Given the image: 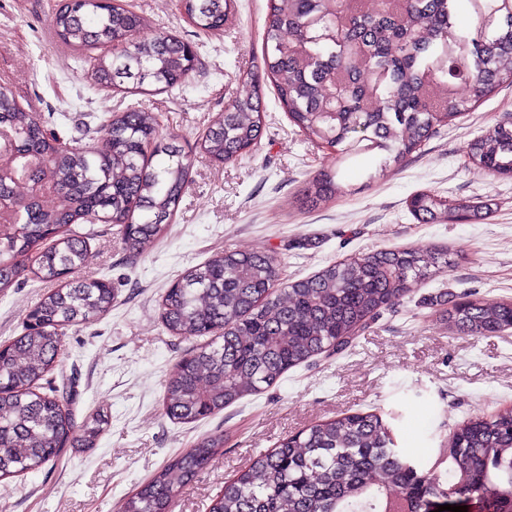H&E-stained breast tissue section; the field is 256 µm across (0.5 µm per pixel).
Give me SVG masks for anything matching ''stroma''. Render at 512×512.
<instances>
[{"mask_svg":"<svg viewBox=\"0 0 512 512\" xmlns=\"http://www.w3.org/2000/svg\"><path fill=\"white\" fill-rule=\"evenodd\" d=\"M57 2L0 0V89L67 140L103 147L105 121L138 104L158 114L163 135L191 147L223 114L242 72L262 58L267 0H235L233 19L218 35L192 26L178 0H122L149 21L143 38L169 31L196 46L199 65L174 88L106 89L86 76L90 51L57 40ZM507 115L511 86L440 127L384 174L373 155L342 163L344 194L304 210L301 190L332 159L306 140L268 85L256 146L224 164L197 156L178 209L151 249L133 253L116 226L81 225L89 239L79 276L109 279L115 300L108 314L66 330L62 370L79 382L76 425L100 411L109 422L96 447L66 449L38 471L1 479L0 512H117L170 458L220 434V454L172 508L208 512L225 481L257 454L357 410L390 418L400 447L421 469L434 468L455 425L512 406V329L461 335L446 320L450 304L464 299L512 302V179L480 175L468 159L472 142ZM422 191L451 204L490 200L495 207L483 221L425 224L407 207ZM395 247L447 248L448 270L414 284L349 350L294 367L262 393L198 422L166 415L169 373L197 345L167 332L159 315L165 289L185 270L224 251H265L296 281L350 255ZM45 291L25 280L0 294V344L22 334Z\"/></svg>","mask_w":512,"mask_h":512,"instance_id":"35a3bbf8","label":"stroma"}]
</instances>
